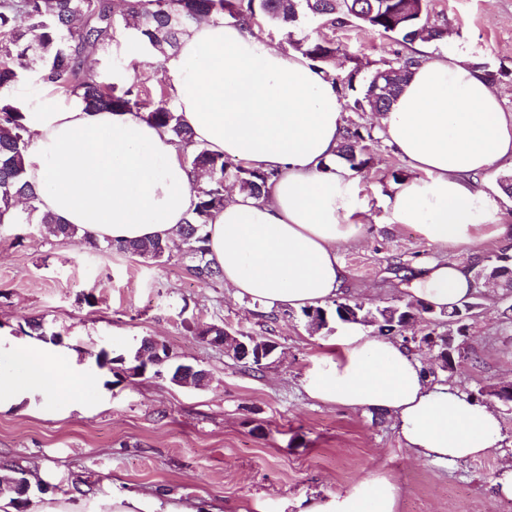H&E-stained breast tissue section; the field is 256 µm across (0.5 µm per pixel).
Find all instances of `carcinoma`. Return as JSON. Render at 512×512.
<instances>
[{"label": "carcinoma", "mask_w": 512, "mask_h": 512, "mask_svg": "<svg viewBox=\"0 0 512 512\" xmlns=\"http://www.w3.org/2000/svg\"><path fill=\"white\" fill-rule=\"evenodd\" d=\"M321 18L331 23H344L350 18L366 32L390 34L404 45L426 38L438 40L443 32L428 22L425 0H123V8L114 10L112 0H0V217L15 207L19 198L30 203L29 215H34L39 230L55 238H73L78 228L61 224L37 205V194L25 179L23 154L29 144V130L24 123L26 108L15 100L10 91L27 79L25 61L31 54L38 56L43 69L41 79L65 96L78 95L89 108L110 109L114 112H142L153 124L170 132L184 143L192 142L191 132L182 124L174 105L154 108L151 98H165L163 86L150 88L139 79L120 87L105 82L84 65V58L111 42L118 30H129L145 47L161 56L178 49L182 37L203 19L220 18L250 30L267 20L278 26L295 25L302 17ZM295 52L309 61L324 64L336 53L333 42L303 37L291 42ZM418 60L407 57L397 61L394 79H381L387 91L376 89L377 77H372L355 107L375 112L389 109L400 85ZM363 133L357 128L343 130L339 146L340 157L358 168L365 163ZM195 171L207 176L204 184H196L197 198L190 219L182 225L179 238L160 237L136 240L106 248H114L145 260L161 262L180 253L189 260L187 271L207 284L223 281L219 268L206 258L204 227L213 213L224 207V180L238 184L240 192L259 200L264 197L274 173L265 172L234 161L198 146L186 156ZM474 282L488 277L511 276L507 287L512 288V251L501 248L472 264ZM343 301L331 306L304 311L343 321L340 308ZM414 308L407 302L377 308L371 315L379 336L395 337L399 323L395 319Z\"/></svg>", "instance_id": "obj_1"}]
</instances>
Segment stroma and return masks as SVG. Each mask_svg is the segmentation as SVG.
Masks as SVG:
<instances>
[{
  "label": "stroma",
  "mask_w": 512,
  "mask_h": 512,
  "mask_svg": "<svg viewBox=\"0 0 512 512\" xmlns=\"http://www.w3.org/2000/svg\"><path fill=\"white\" fill-rule=\"evenodd\" d=\"M427 10L429 24L448 31V39L404 46L351 22L334 26L313 18L289 36L270 23L257 30L283 49L292 37L333 42L337 52L326 68L336 78L344 123L375 133L358 171L368 230L360 243L339 251L349 272L345 298L370 308L405 303L401 287L416 264L443 255L415 225L389 221L385 195L393 174H407L408 166L377 135L376 113L354 107L374 73L407 56L425 63L462 53L494 73L502 108L512 116V0H429ZM129 37L119 31L87 66L120 85L156 82L160 58L147 52L129 64L119 50ZM186 264L179 255L154 264L76 237L49 239L34 223L0 224L1 338H24L36 319L45 347L79 353L84 364L87 351L129 357L154 336L176 362L207 373L203 387L189 388L165 374L120 380L97 368L90 415L64 404L51 415L25 404L1 411L0 465L47 473L30 494H108L121 484L201 498L219 512L253 500L261 512H283L301 495L346 490L379 469L401 489L399 512H512V499L495 491L497 479L512 469V406L490 402L502 420L503 448L455 465L418 458L386 415L351 412L304 393L301 379L326 353L336 323L312 331L302 312L233 298L223 285L193 278ZM480 303L453 368L442 369L433 352L417 353L430 375L470 395L512 380V290H483ZM194 322L265 337L277 350L253 371L189 332Z\"/></svg>",
  "instance_id": "obj_1"
}]
</instances>
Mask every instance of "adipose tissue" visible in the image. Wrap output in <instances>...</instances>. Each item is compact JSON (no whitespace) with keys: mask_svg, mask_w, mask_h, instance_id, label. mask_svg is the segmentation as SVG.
Listing matches in <instances>:
<instances>
[{"mask_svg":"<svg viewBox=\"0 0 512 512\" xmlns=\"http://www.w3.org/2000/svg\"><path fill=\"white\" fill-rule=\"evenodd\" d=\"M160 78L193 143L274 172L266 196L232 191L205 228L208 259L235 298L267 309L321 306L342 294L348 272L340 246L366 232L359 179L338 165L344 127L337 88L326 71L239 25L209 19L193 26L162 60ZM378 121L388 145L410 167L386 196L390 221L415 225L444 257L418 267L410 298L452 309L475 290L455 250L488 240L512 246V225L480 181L512 159V118L493 81L461 54L414 67ZM31 143L25 176L42 211L90 238L120 244L174 236L196 201L200 176L183 161L189 145L138 112L86 108L79 98L46 100L25 115ZM331 352L301 384L309 398L352 411L386 414L406 448L439 463H459L501 448L495 410L434 380L401 344L339 325ZM0 365V409L64 402L80 410L93 378L67 354L16 339ZM400 488L372 470L350 489L303 495L291 512H398ZM28 512H209L200 500L164 501L134 489L109 495L31 499Z\"/></svg>","mask_w":512,"mask_h":512,"instance_id":"1","label":"adipose tissue"}]
</instances>
